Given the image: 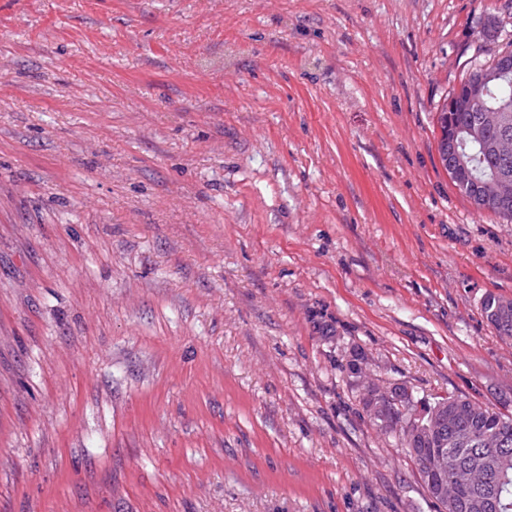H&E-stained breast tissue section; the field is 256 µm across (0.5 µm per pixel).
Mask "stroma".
Wrapping results in <instances>:
<instances>
[{
  "mask_svg": "<svg viewBox=\"0 0 512 512\" xmlns=\"http://www.w3.org/2000/svg\"><path fill=\"white\" fill-rule=\"evenodd\" d=\"M511 41L512 0H0V512H438L348 363L512 413V222L436 123ZM507 300L510 301V299ZM503 301L502 297L489 293L484 297L481 309L498 336L512 340V300L509 302L508 313L505 312Z\"/></svg>",
  "mask_w": 512,
  "mask_h": 512,
  "instance_id": "stroma-1",
  "label": "stroma"
}]
</instances>
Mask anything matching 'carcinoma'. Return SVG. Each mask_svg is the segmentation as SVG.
I'll return each mask as SVG.
<instances>
[{
    "label": "carcinoma",
    "mask_w": 512,
    "mask_h": 512,
    "mask_svg": "<svg viewBox=\"0 0 512 512\" xmlns=\"http://www.w3.org/2000/svg\"><path fill=\"white\" fill-rule=\"evenodd\" d=\"M475 78L484 87L479 101L481 112L493 114L508 108L512 123V74H502L493 60L472 68L459 83V91H464ZM477 116L476 112H449L447 106H442L437 115L440 160H445L448 137L452 136L472 178L491 180L503 172L512 178V153L499 156L483 149V142L499 137V128H484L481 141L471 134ZM481 309L498 336L512 340V307L505 308L502 297L489 293ZM444 405L461 409L458 416L448 417V457L462 470L450 479L452 490L474 501L475 507L469 512H512L511 414L494 411L462 396H441L432 401L423 398L420 406L411 405L403 412L386 408L379 430H410L406 453L418 466L423 480L434 463V449L423 437L427 436L434 410Z\"/></svg>",
    "instance_id": "1"
}]
</instances>
